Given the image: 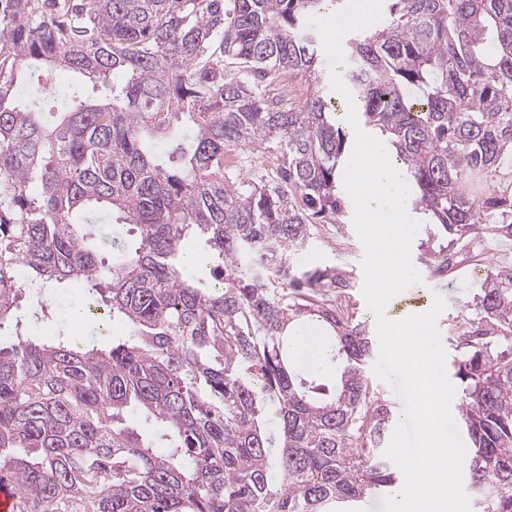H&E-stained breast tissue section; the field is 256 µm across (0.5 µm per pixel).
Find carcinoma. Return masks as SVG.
I'll list each match as a JSON object with an SVG mask.
<instances>
[{
  "instance_id": "carcinoma-1",
  "label": "carcinoma",
  "mask_w": 512,
  "mask_h": 512,
  "mask_svg": "<svg viewBox=\"0 0 512 512\" xmlns=\"http://www.w3.org/2000/svg\"><path fill=\"white\" fill-rule=\"evenodd\" d=\"M328 2L0 0V332L17 337L0 347V487L17 512H343L402 480L369 325L321 296L353 273L293 263L345 229L353 141L306 24ZM382 2L341 76L443 276L481 226L512 237V0ZM60 67L124 83L93 104ZM75 282L123 325L112 346L38 334L57 320L44 290ZM476 311L454 360L467 476L481 512H512V272L487 274ZM310 329L327 354L300 369L289 338Z\"/></svg>"
}]
</instances>
